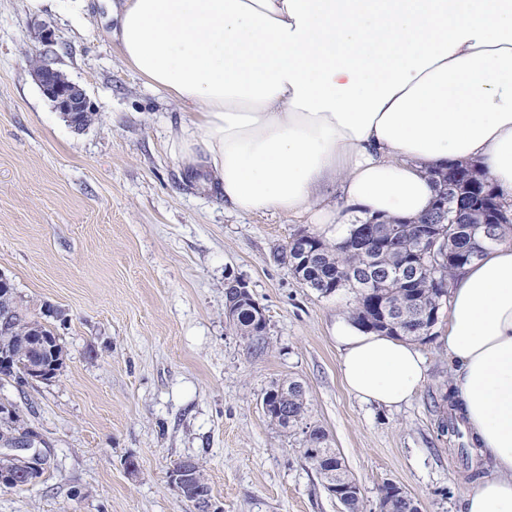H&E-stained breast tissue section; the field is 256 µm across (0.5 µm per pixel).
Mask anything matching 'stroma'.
<instances>
[{
    "instance_id": "35a3bbf8",
    "label": "stroma",
    "mask_w": 512,
    "mask_h": 512,
    "mask_svg": "<svg viewBox=\"0 0 512 512\" xmlns=\"http://www.w3.org/2000/svg\"><path fill=\"white\" fill-rule=\"evenodd\" d=\"M110 0H0V276L47 322L63 351L51 381L0 380L41 437L50 467L0 488V512H194L169 481L202 465L218 512H344L300 449L301 428L264 413L274 382H302L320 427L379 512L395 483L421 512H463L472 484L443 432L450 372L440 307L419 343L427 377L400 406L343 387L333 334L354 295L324 296L285 251L305 218L242 215L218 185L184 167L172 142L191 113L147 86L112 39ZM46 60L85 93L93 122L75 130L35 80ZM246 284L267 322L256 347L224 317V285Z\"/></svg>"
}]
</instances>
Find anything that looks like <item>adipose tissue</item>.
<instances>
[{"label": "adipose tissue", "instance_id": "ef3b65f1", "mask_svg": "<svg viewBox=\"0 0 512 512\" xmlns=\"http://www.w3.org/2000/svg\"><path fill=\"white\" fill-rule=\"evenodd\" d=\"M112 37L147 85L193 112L173 145L238 213L307 218L340 238L426 211L429 168L484 171L512 207V0H122ZM452 386L488 475L465 512H512V240L452 282ZM356 398H412V343L340 321Z\"/></svg>", "mask_w": 512, "mask_h": 512}]
</instances>
